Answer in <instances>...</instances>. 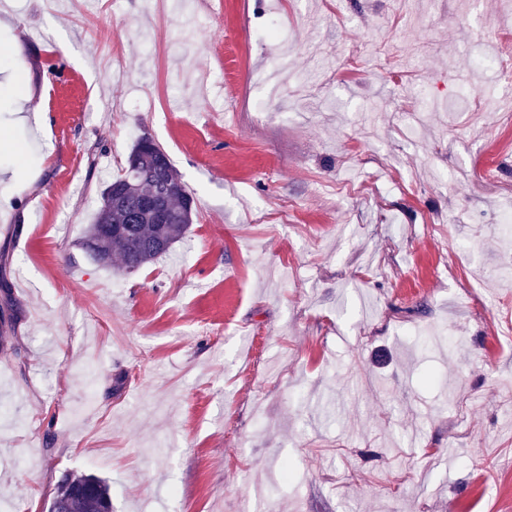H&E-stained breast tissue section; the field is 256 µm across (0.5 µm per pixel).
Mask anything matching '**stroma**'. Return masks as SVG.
<instances>
[{
    "instance_id": "stroma-1",
    "label": "stroma",
    "mask_w": 512,
    "mask_h": 512,
    "mask_svg": "<svg viewBox=\"0 0 512 512\" xmlns=\"http://www.w3.org/2000/svg\"><path fill=\"white\" fill-rule=\"evenodd\" d=\"M2 16L0 512L67 473L112 512H512V86L469 63L512 61L507 0ZM142 136L195 210L127 274L83 236Z\"/></svg>"
}]
</instances>
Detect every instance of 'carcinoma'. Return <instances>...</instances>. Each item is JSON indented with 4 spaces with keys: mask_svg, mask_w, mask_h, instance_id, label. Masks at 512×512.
I'll return each mask as SVG.
<instances>
[{
    "mask_svg": "<svg viewBox=\"0 0 512 512\" xmlns=\"http://www.w3.org/2000/svg\"><path fill=\"white\" fill-rule=\"evenodd\" d=\"M194 199L165 151L147 137L133 144L122 173L101 192L84 245L97 264L120 260L133 274L170 251L193 224ZM112 503L109 485L89 474L66 476L57 485L48 512H101Z\"/></svg>",
    "mask_w": 512,
    "mask_h": 512,
    "instance_id": "cac0c4a2",
    "label": "carcinoma"
}]
</instances>
